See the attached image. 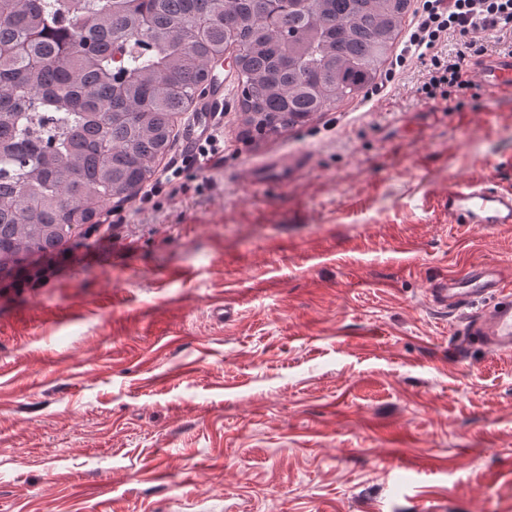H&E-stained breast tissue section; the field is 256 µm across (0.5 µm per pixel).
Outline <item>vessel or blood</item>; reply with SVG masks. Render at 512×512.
I'll return each mask as SVG.
<instances>
[{"instance_id": "vessel-or-blood-1", "label": "vessel or blood", "mask_w": 512, "mask_h": 512, "mask_svg": "<svg viewBox=\"0 0 512 512\" xmlns=\"http://www.w3.org/2000/svg\"><path fill=\"white\" fill-rule=\"evenodd\" d=\"M468 76L491 99L512 96V54L478 59L470 66ZM223 96L221 81L212 78L200 111L212 115L222 112ZM448 211L454 224H512V192L453 183L448 187ZM505 292L496 267L487 264L442 283L436 299L444 311L457 312L476 299L497 296V303L470 320L465 332L481 337L487 345L502 352L512 350V299Z\"/></svg>"}]
</instances>
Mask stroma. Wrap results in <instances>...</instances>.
Returning a JSON list of instances; mask_svg holds the SVG:
<instances>
[{
  "label": "stroma",
  "mask_w": 512,
  "mask_h": 512,
  "mask_svg": "<svg viewBox=\"0 0 512 512\" xmlns=\"http://www.w3.org/2000/svg\"><path fill=\"white\" fill-rule=\"evenodd\" d=\"M422 79L253 139L225 67L217 161L0 293V512H512V354L463 339L490 299L431 297L512 283V224L447 193L512 190V99L436 112ZM448 211L454 224H512V192L452 183ZM60 270L59 259L51 257H44L36 260L28 272L22 273L17 277L12 285H1L3 290H14L17 292L23 291L24 288H39L47 279L50 274H54ZM507 290L497 268L487 264L460 278L450 279L436 289V299L445 312H458L488 295L503 296Z\"/></svg>",
  "instance_id": "stroma-1"
}]
</instances>
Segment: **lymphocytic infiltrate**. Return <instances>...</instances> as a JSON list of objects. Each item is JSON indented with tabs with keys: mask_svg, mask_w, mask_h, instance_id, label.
Wrapping results in <instances>:
<instances>
[{
	"mask_svg": "<svg viewBox=\"0 0 512 512\" xmlns=\"http://www.w3.org/2000/svg\"><path fill=\"white\" fill-rule=\"evenodd\" d=\"M512 34V0H422L419 18L403 48L404 58L417 59L425 79L417 89L421 99L458 112L474 85L468 77L473 58L483 56L489 43H503ZM458 38L456 54L442 53L448 37Z\"/></svg>",
	"mask_w": 512,
	"mask_h": 512,
	"instance_id": "obj_1",
	"label": "lymphocytic infiltrate"
}]
</instances>
